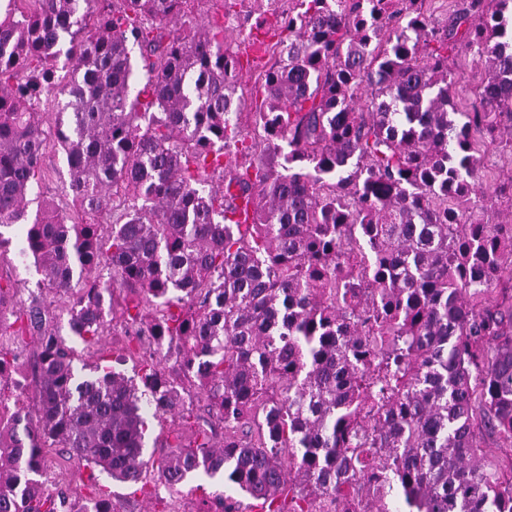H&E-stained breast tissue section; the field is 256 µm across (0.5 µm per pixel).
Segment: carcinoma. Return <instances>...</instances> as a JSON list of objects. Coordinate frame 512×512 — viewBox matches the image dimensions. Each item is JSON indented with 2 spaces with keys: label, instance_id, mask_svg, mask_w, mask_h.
Here are the masks:
<instances>
[{
  "label": "carcinoma",
  "instance_id": "1",
  "mask_svg": "<svg viewBox=\"0 0 512 512\" xmlns=\"http://www.w3.org/2000/svg\"><path fill=\"white\" fill-rule=\"evenodd\" d=\"M14 2L0 224L26 225L20 254L71 297L74 335L100 343L119 288L152 352L140 389L109 363L80 376L45 309L12 312L15 334L41 341L29 409L7 403L19 355L0 346V512H117L103 494H42L46 448L122 483L149 466L169 487L220 475L259 512H512V454L481 463L489 435L512 449V218L484 220L489 201L512 210V178L480 175L512 132V0H460L449 22L426 0H289L252 112L223 30L191 0ZM453 51L487 71L470 110L452 102ZM50 94L79 211L122 198L107 226L68 224L51 200L29 218ZM102 263L110 283L88 277ZM187 385L224 444L203 430L152 463L141 397L180 415ZM214 506L245 512L232 495Z\"/></svg>",
  "mask_w": 512,
  "mask_h": 512
}]
</instances>
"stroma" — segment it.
Masks as SVG:
<instances>
[{"label": "stroma", "instance_id": "obj_1", "mask_svg": "<svg viewBox=\"0 0 512 512\" xmlns=\"http://www.w3.org/2000/svg\"><path fill=\"white\" fill-rule=\"evenodd\" d=\"M192 8L204 21L218 25H223L225 11L251 10L252 17L245 26L225 28L224 31L227 47L244 60L249 57L252 40L261 39L264 26L274 23L269 0H250L246 6L240 4L239 0H194ZM448 65L457 75L454 88L456 101L468 106L475 105L478 88L485 78L483 67L474 64L464 52L449 57ZM43 166L45 175L33 185L29 199L52 197L64 209H71V198L67 194L68 167L57 143L47 144ZM0 235L11 241L9 249L0 255V286L15 292L18 305L26 307L38 304L47 309L55 334L75 353V367L95 364L103 355L111 358L121 356L125 359L123 373L126 377L136 378L141 356L123 323L118 320L106 322L99 346L86 347L80 338L70 332L68 296L38 286L39 276L31 261L18 254L17 248L24 235L23 225L1 226ZM183 398L191 414L189 422H182L179 417L170 414L149 421L147 451L154 459L165 457L176 445L195 443L197 431L201 428H213L214 444H221L224 440V430L217 425L203 398L193 390L184 392ZM41 480L45 493L53 494L62 490L80 502L90 498L95 490H102L111 495L118 512H205L208 501L224 490L223 482L201 473L190 476L177 490L158 484L149 473L134 484L117 483L102 474L92 475L90 469L71 459L63 448L46 449Z\"/></svg>", "mask_w": 512, "mask_h": 512}]
</instances>
